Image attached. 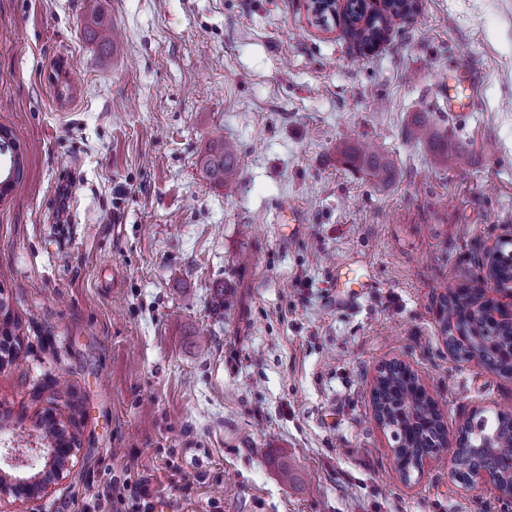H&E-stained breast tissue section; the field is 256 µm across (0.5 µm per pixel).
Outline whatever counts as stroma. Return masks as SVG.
Returning <instances> with one entry per match:
<instances>
[{"label":"stroma","mask_w":512,"mask_h":512,"mask_svg":"<svg viewBox=\"0 0 512 512\" xmlns=\"http://www.w3.org/2000/svg\"><path fill=\"white\" fill-rule=\"evenodd\" d=\"M415 6L368 54L308 0H0V127L22 170L0 195V300L21 325L0 470L39 445L44 411L76 420L62 479L0 512H133L141 481L152 512H512L441 463L403 482L373 418L392 360L449 433L512 411V377L451 356L437 318L512 226V0ZM94 13L117 52L86 37ZM462 65L476 99L452 112ZM421 112L453 165L406 138ZM217 133L230 187L200 164ZM356 140L391 181L344 163ZM340 261L370 282L351 306L332 300Z\"/></svg>","instance_id":"obj_1"}]
</instances>
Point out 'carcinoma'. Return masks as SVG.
<instances>
[{
  "label": "carcinoma",
  "mask_w": 512,
  "mask_h": 512,
  "mask_svg": "<svg viewBox=\"0 0 512 512\" xmlns=\"http://www.w3.org/2000/svg\"><path fill=\"white\" fill-rule=\"evenodd\" d=\"M409 8L407 4H393L390 13L376 15L373 20L351 30L358 44L363 45L376 36L384 34L390 29L393 19L401 16V12ZM93 38L106 48H112L109 36V25L98 15L92 17ZM406 137L410 140L425 143L433 149L434 159L441 166H450L457 160V150L451 141L438 138L430 120L426 115L417 117L406 130ZM346 163L363 169L379 182L387 181L391 176V163L382 154L379 148L367 143L356 141L346 145L343 149ZM202 168L208 178L219 186L234 183L239 174L238 154L234 145L222 140L213 143L202 159ZM477 294L473 287L461 284L448 291V295L441 299V322L443 331L452 336L473 331L481 336L494 338L493 345L474 344L472 346L461 344L457 354H469L471 350L479 353L481 361L492 371L500 375L512 376V362H508L500 354V347L508 344L512 337V319L502 314L497 319L488 320L475 311ZM18 322L11 315L4 314L0 323V352L10 353L12 344L16 342ZM388 391L385 392L384 407L390 413L395 425L394 432L399 435L411 425L424 426L419 436L408 448H400L398 452L410 464L421 462L427 458L437 456L439 444L438 430L442 419L435 403L425 396H411L406 388L404 371L394 364L387 367L384 374ZM488 427L495 436V445L487 448L478 447L473 433L463 428L457 438L459 451V468L457 477L466 482L474 469H486L502 473L507 486L512 488V474L508 473L505 461L512 457V414L500 412ZM43 438L50 441L65 440L63 422L53 414L43 415L36 423Z\"/></svg>",
  "instance_id": "1"
}]
</instances>
